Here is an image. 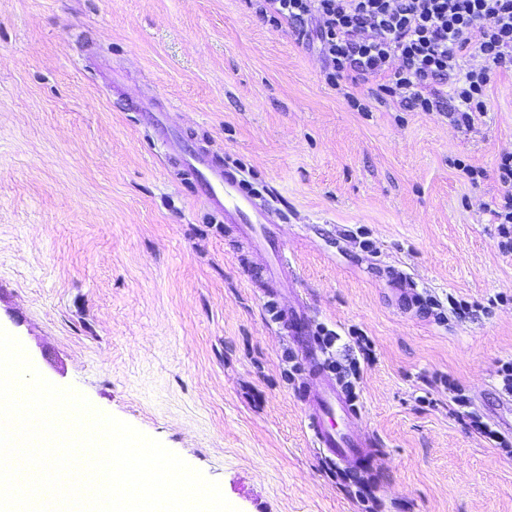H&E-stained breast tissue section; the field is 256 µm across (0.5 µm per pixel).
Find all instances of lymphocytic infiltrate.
Segmentation results:
<instances>
[{
  "label": "lymphocytic infiltrate",
  "instance_id": "lymphocytic-infiltrate-1",
  "mask_svg": "<svg viewBox=\"0 0 512 512\" xmlns=\"http://www.w3.org/2000/svg\"><path fill=\"white\" fill-rule=\"evenodd\" d=\"M269 25L314 32L325 80H374L370 97L347 94L368 111L369 98L401 110H449L470 130L485 117L494 70H512V0H255ZM503 193L490 208L502 252L512 253V155L502 157Z\"/></svg>",
  "mask_w": 512,
  "mask_h": 512
}]
</instances>
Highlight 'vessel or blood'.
<instances>
[{
	"label": "vessel or blood",
	"instance_id": "1",
	"mask_svg": "<svg viewBox=\"0 0 512 512\" xmlns=\"http://www.w3.org/2000/svg\"><path fill=\"white\" fill-rule=\"evenodd\" d=\"M139 110L162 145H177V160L192 177L208 209L223 215L225 223L238 225L241 236L252 246L257 256L254 276L268 290L276 322L312 361V385L302 398L308 427L317 444L338 461L357 465L371 442L355 432V409L327 369L314 360L316 343L311 336L309 308L302 303L287 307L278 302L290 283L287 243L279 238L264 211L255 204L252 192L233 172L190 150L181 133L169 126L165 112L147 104L140 105Z\"/></svg>",
	"mask_w": 512,
	"mask_h": 512
}]
</instances>
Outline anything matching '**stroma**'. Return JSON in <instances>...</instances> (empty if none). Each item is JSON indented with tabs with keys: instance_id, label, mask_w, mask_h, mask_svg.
<instances>
[{
	"instance_id": "stroma-1",
	"label": "stroma",
	"mask_w": 512,
	"mask_h": 512,
	"mask_svg": "<svg viewBox=\"0 0 512 512\" xmlns=\"http://www.w3.org/2000/svg\"><path fill=\"white\" fill-rule=\"evenodd\" d=\"M323 69L247 0H0V328L238 512H512V455L450 414L446 386L512 423L493 413L512 254L487 210L512 71L466 131L389 101L356 111ZM132 97L251 188L314 328L368 337L356 427L374 447L351 476L307 427L310 378L250 245Z\"/></svg>"
}]
</instances>
